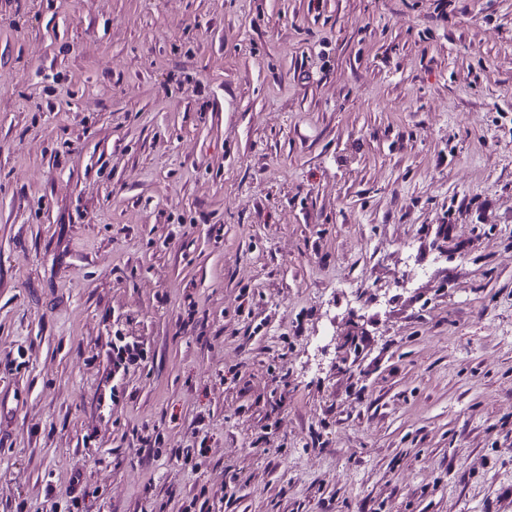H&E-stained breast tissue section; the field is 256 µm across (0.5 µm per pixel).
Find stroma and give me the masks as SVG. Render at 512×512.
<instances>
[{"label": "stroma", "instance_id": "35a3bbf8", "mask_svg": "<svg viewBox=\"0 0 512 512\" xmlns=\"http://www.w3.org/2000/svg\"><path fill=\"white\" fill-rule=\"evenodd\" d=\"M0 512H512V0H0Z\"/></svg>", "mask_w": 512, "mask_h": 512}]
</instances>
